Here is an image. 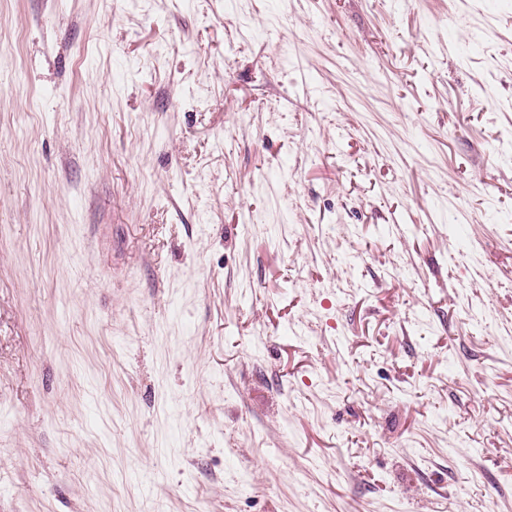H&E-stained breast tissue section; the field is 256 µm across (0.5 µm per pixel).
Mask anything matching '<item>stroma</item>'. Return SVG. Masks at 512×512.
I'll use <instances>...</instances> for the list:
<instances>
[{
	"mask_svg": "<svg viewBox=\"0 0 512 512\" xmlns=\"http://www.w3.org/2000/svg\"><path fill=\"white\" fill-rule=\"evenodd\" d=\"M512 512V0H0V512Z\"/></svg>",
	"mask_w": 512,
	"mask_h": 512,
	"instance_id": "35a3bbf8",
	"label": "stroma"
}]
</instances>
